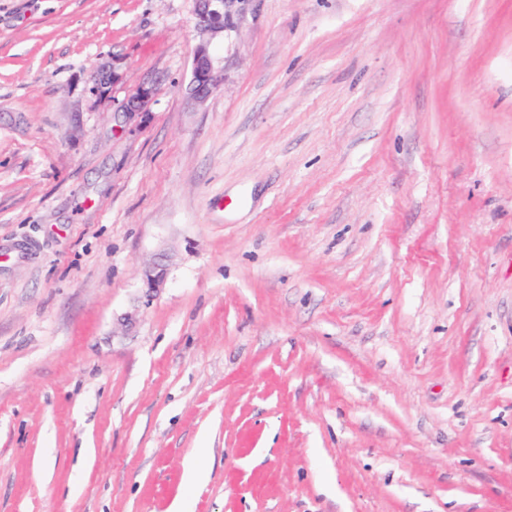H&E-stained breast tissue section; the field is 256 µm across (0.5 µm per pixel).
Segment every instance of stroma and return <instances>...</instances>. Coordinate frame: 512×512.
Listing matches in <instances>:
<instances>
[{"label":"stroma","mask_w":512,"mask_h":512,"mask_svg":"<svg viewBox=\"0 0 512 512\" xmlns=\"http://www.w3.org/2000/svg\"><path fill=\"white\" fill-rule=\"evenodd\" d=\"M197 9L0 0V512H512V0ZM197 1L199 2L198 26L203 33L214 37L224 32V28H226L231 16L229 8L234 2L239 0ZM215 82L216 75L208 43H201L193 58L188 98L193 102L203 101L211 92ZM153 97V88L148 85L140 86L137 91L128 97L118 109L127 118H134L148 112V106Z\"/></svg>","instance_id":"stroma-1"}]
</instances>
